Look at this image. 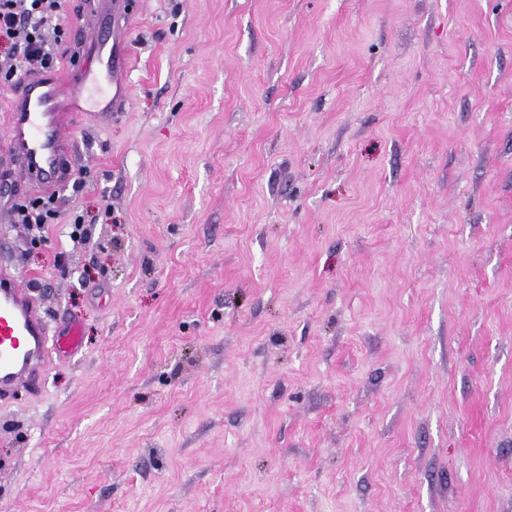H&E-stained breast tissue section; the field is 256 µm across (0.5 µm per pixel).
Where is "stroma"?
<instances>
[{"label":"stroma","instance_id":"stroma-1","mask_svg":"<svg viewBox=\"0 0 512 512\" xmlns=\"http://www.w3.org/2000/svg\"><path fill=\"white\" fill-rule=\"evenodd\" d=\"M131 2L0 512H512V0Z\"/></svg>","mask_w":512,"mask_h":512}]
</instances>
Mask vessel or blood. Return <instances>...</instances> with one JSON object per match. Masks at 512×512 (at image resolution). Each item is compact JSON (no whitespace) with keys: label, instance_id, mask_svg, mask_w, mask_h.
I'll return each mask as SVG.
<instances>
[{"label":"vessel or blood","instance_id":"obj_1","mask_svg":"<svg viewBox=\"0 0 512 512\" xmlns=\"http://www.w3.org/2000/svg\"><path fill=\"white\" fill-rule=\"evenodd\" d=\"M127 0H98L88 30H76L89 62L73 70L74 93L63 100L59 74L33 75L15 88L0 160L12 173V187L28 194H52L71 182L77 162L73 129L93 121L109 126L122 117L130 101L131 52L126 38ZM83 348L79 322H49L40 299L18 272L0 264V401L19 389L44 387V369L55 356L72 357Z\"/></svg>","mask_w":512,"mask_h":512}]
</instances>
